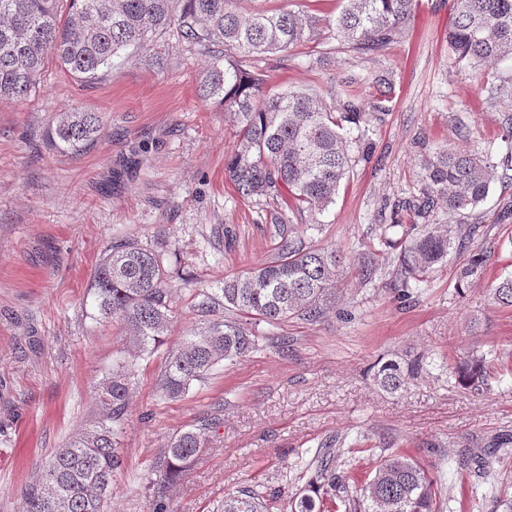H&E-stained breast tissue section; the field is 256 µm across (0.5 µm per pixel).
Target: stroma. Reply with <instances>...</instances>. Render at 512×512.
<instances>
[{
    "label": "stroma",
    "instance_id": "35a3bbf8",
    "mask_svg": "<svg viewBox=\"0 0 512 512\" xmlns=\"http://www.w3.org/2000/svg\"><path fill=\"white\" fill-rule=\"evenodd\" d=\"M453 19V0H419L406 36L380 54L339 48L318 56L296 46L288 68L278 55L259 58L274 92H319L345 74H393L391 110L368 123L372 149L317 231L270 223V212L286 209L282 198L236 197L224 174L233 128L198 96L208 58L178 38L153 46L159 65L131 51L93 85L48 62L36 93L0 101V512H26V486L97 420L95 386L128 354L119 325L95 322L85 308L113 234L165 238L178 282L165 338L172 348L200 324L194 289L275 260L285 236L332 243L354 257L362 242H378L384 203L417 189L419 155L480 149L498 133L512 99L486 106L473 70L449 58ZM77 107L105 112L101 138L78 158L49 151L47 123ZM461 111L470 126L465 140L453 131ZM504 195L512 197V188L494 190L483 207L496 245L491 273L465 294L455 291L453 263L406 305L385 286L349 283L321 320L260 325L269 343L218 363L177 399L157 390L161 354L138 360L119 432L125 466L105 512H152L147 478L160 449L206 413L217 427L169 490L167 512H216L225 494L257 484L270 495L269 512H290L311 476L303 463L324 444L361 480L387 448L409 452L436 479L441 512H495L497 489L474 498L478 477L457 463L512 435V375L474 392L458 385L454 367L475 351L512 355V309L498 306L491 291L494 275L512 271V219L497 218ZM418 357L424 369L405 390L391 394L375 383L378 359Z\"/></svg>",
    "mask_w": 512,
    "mask_h": 512
}]
</instances>
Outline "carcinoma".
<instances>
[{"instance_id":"cac0c4a2","label":"carcinoma","mask_w":512,"mask_h":512,"mask_svg":"<svg viewBox=\"0 0 512 512\" xmlns=\"http://www.w3.org/2000/svg\"><path fill=\"white\" fill-rule=\"evenodd\" d=\"M0 0V100L31 94L48 59L86 84L96 83L115 59L128 50H150L174 33L206 52L210 62L199 82L201 100L224 113L238 144L224 163L236 194L261 198L286 190V207L295 216L318 217L336 195L356 163L370 150L363 137L353 155L341 130L364 116L376 120L389 112L393 76L376 71L366 80L347 75L329 83L326 93L289 88L272 92L252 60L267 53L308 43L328 30L326 44L339 41L358 54H378L401 38L416 0H339L335 16L297 8L268 6L269 0ZM448 29V53L471 67L512 61V0H455ZM339 98V108L327 103ZM105 129V113L72 109L54 115L46 128L49 149L80 157ZM500 139L505 150L489 144L481 150L440 149L418 158V190L391 205V211L413 217L410 224H386L392 253L367 246L347 264L336 247H307L284 237L278 258L224 279L219 288H197L196 311L203 326L183 337L162 362L158 389L179 398L193 383L207 378L214 365L233 362L259 349L256 326L290 319L319 321L336 302L343 281L363 286L391 274L389 287L404 301L428 287L433 274L453 256L463 258L457 289L481 280L491 253L472 248L486 238L481 208L512 171V114L503 115ZM446 211L457 224L436 222ZM165 242L144 244L114 237L94 270L85 304L95 321H119L133 340L134 356H152L164 342L175 318L172 276L164 261ZM494 300L512 308V271L499 274ZM491 364L471 355L458 367L457 382L473 391L490 388ZM420 364L388 359L378 367V386L389 393L403 390L419 374ZM133 363L120 358L96 386L100 418L78 432L46 463L41 476L25 489L26 512H103L112 497V477L124 464L118 432L126 420ZM213 419H198L160 450L149 488L153 512H167V492L197 462L214 428ZM308 467L314 476L292 512H322L324 498L343 512H437V493L428 470L413 457L393 451L382 457L373 476L350 490L351 476L339 470L328 450ZM262 488L244 487L224 497L219 512H266Z\"/></svg>"}]
</instances>
